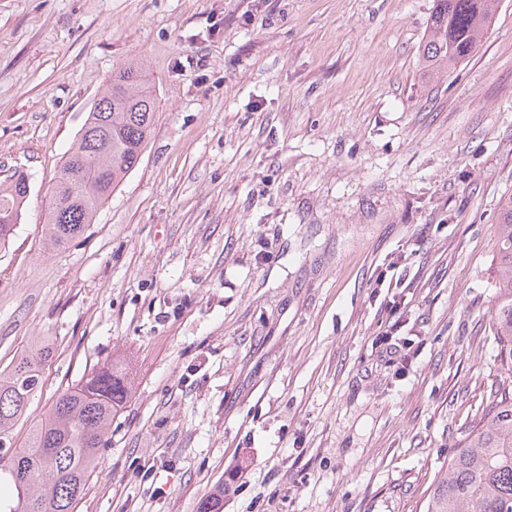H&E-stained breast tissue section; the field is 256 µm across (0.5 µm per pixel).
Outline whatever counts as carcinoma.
Segmentation results:
<instances>
[{"mask_svg": "<svg viewBox=\"0 0 512 512\" xmlns=\"http://www.w3.org/2000/svg\"><path fill=\"white\" fill-rule=\"evenodd\" d=\"M497 0H434L421 52L429 73L455 69L478 48ZM156 99L149 74L131 60L112 72L61 165L42 232L60 248L92 223L114 189L137 166L150 137ZM30 193L28 179L0 182V248L9 244ZM498 275L491 309L497 344L507 347L512 371V195L498 213ZM52 351L46 338L0 371V453L13 449L0 476L10 485L6 512H75L100 465L112 421L127 398L123 368L108 363L65 389L31 426L27 442L13 448V427L28 416L41 386L42 363ZM486 416L465 429L429 498L427 512H512V390L499 389ZM224 485L203 497L198 512H222Z\"/></svg>", "mask_w": 512, "mask_h": 512, "instance_id": "cac0c4a2", "label": "carcinoma"}]
</instances>
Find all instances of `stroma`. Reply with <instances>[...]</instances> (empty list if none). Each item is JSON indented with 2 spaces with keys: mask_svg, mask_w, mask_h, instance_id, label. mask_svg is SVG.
Listing matches in <instances>:
<instances>
[{
  "mask_svg": "<svg viewBox=\"0 0 512 512\" xmlns=\"http://www.w3.org/2000/svg\"><path fill=\"white\" fill-rule=\"evenodd\" d=\"M434 0H0V370L53 351L39 418L128 372L76 512H426L506 379L491 307L512 195V0L432 77ZM156 97L137 167L47 248L50 190L114 69ZM408 355L381 354L378 336ZM30 193L28 179L13 174L0 182V248L9 244L15 227L20 223Z\"/></svg>",
  "mask_w": 512,
  "mask_h": 512,
  "instance_id": "35a3bbf8",
  "label": "stroma"
}]
</instances>
